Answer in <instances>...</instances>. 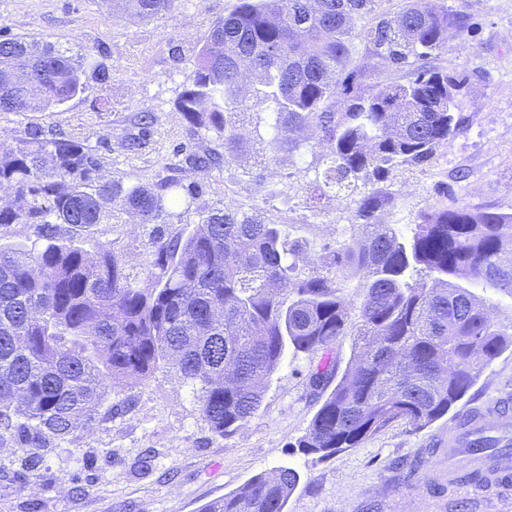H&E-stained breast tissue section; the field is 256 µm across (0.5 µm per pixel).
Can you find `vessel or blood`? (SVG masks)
Returning <instances> with one entry per match:
<instances>
[{
  "mask_svg": "<svg viewBox=\"0 0 512 512\" xmlns=\"http://www.w3.org/2000/svg\"><path fill=\"white\" fill-rule=\"evenodd\" d=\"M512 426V404L500 398L487 403L485 408H469L462 411L448 425V484L462 485L463 472L478 473L473 481L476 489L504 486L512 482V456L472 452L466 461H459L461 448L471 445L475 438Z\"/></svg>",
  "mask_w": 512,
  "mask_h": 512,
  "instance_id": "vessel-or-blood-1",
  "label": "vessel or blood"
}]
</instances>
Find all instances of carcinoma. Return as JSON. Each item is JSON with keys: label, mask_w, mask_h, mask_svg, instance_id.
<instances>
[{"label": "carcinoma", "mask_w": 512, "mask_h": 512, "mask_svg": "<svg viewBox=\"0 0 512 512\" xmlns=\"http://www.w3.org/2000/svg\"><path fill=\"white\" fill-rule=\"evenodd\" d=\"M377 0H239L215 21L195 56L177 108L194 129L224 139V154L187 157L197 172L234 157L242 127L255 117L268 140L263 160L298 152L297 133L314 130L327 150L318 197L338 186L357 195L353 226L366 244L356 261L358 326L329 268L333 252L294 282L276 225L260 214L213 208L188 234L158 224L177 204L189 210L196 186L168 178L143 185L103 182L80 140L48 138L38 127L0 151V234L38 224L41 248H0V447L32 465L57 440L88 427L108 383L140 384L159 368L190 387L211 432L234 434L259 409L264 381L288 353L321 354L315 390L333 389L296 447L329 457L394 423L422 429L448 414L480 369L512 347L482 301L463 283L512 297V215L448 199L418 211L408 230L374 223L393 200L359 185L399 167L431 162L462 129L456 100L467 75L436 61L448 31H469L465 13L435 0H410L393 15ZM178 0H112L142 20L159 19ZM363 44L359 53L357 44ZM408 78L387 84L377 60ZM260 76L242 94L244 69ZM84 62L66 49L0 39V112H46L84 90ZM118 202L137 224H155L140 252V273L106 245L90 252L62 236L102 224ZM356 336L360 354L343 374L333 350ZM300 480L282 467L257 475L203 512H285Z\"/></svg>", "instance_id": "carcinoma-1"}]
</instances>
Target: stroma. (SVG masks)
Instances as JSON below:
<instances>
[{"instance_id":"35a3bbf8","label":"stroma","mask_w":512,"mask_h":512,"mask_svg":"<svg viewBox=\"0 0 512 512\" xmlns=\"http://www.w3.org/2000/svg\"><path fill=\"white\" fill-rule=\"evenodd\" d=\"M470 17L468 33H449L442 66L468 74L458 100L463 132L449 138L434 160L394 171L379 184L393 201L377 221L395 228L413 223L432 203L439 182L477 209L512 214V0H444ZM238 0H180L178 9L146 22L112 11L107 0H0V37H23L68 47L104 68L107 83L86 73V90L51 112H0V134L38 126L87 144L104 179L124 176L155 184L176 177L197 183L188 214L172 217L165 234L188 232L212 208L260 211L278 225L293 280L328 261L325 244L358 247L347 206L333 197L313 203L308 183L322 168L323 150L308 140L301 153L267 167L242 155L220 169L196 172L185 158L223 151L214 133L194 130L176 99L194 70L195 53L214 21ZM112 101L109 110L100 99ZM153 112L148 132L134 123ZM141 146L129 151L128 136ZM464 181H456L458 171ZM275 195L280 207L267 206ZM149 228L120 208L75 239L88 250L104 244L138 265ZM318 357H287L267 381L259 410L235 434L222 438L201 417L192 391L161 369L146 382L111 385L109 416L44 449L24 466L0 447V512H201L259 474L298 471L288 512H512V491L473 492L448 485V421L415 430L396 423L359 447L322 458L295 442L320 406L309 385ZM512 396V348L485 365L459 408Z\"/></svg>"}]
</instances>
